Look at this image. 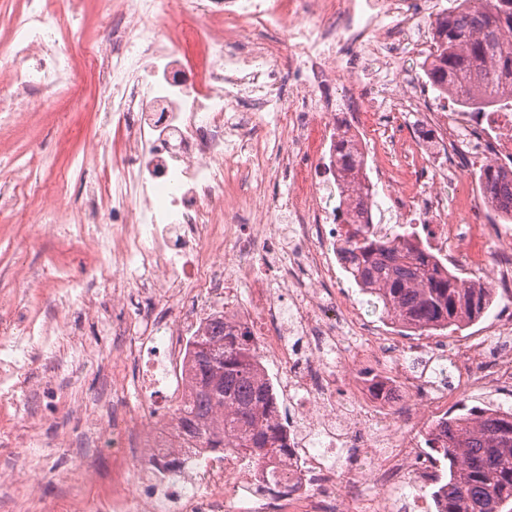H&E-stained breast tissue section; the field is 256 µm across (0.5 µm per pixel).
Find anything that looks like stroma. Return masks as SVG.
<instances>
[{"label": "stroma", "instance_id": "1", "mask_svg": "<svg viewBox=\"0 0 512 512\" xmlns=\"http://www.w3.org/2000/svg\"><path fill=\"white\" fill-rule=\"evenodd\" d=\"M82 106L61 93L52 112L30 113L23 124L0 119V155L47 158L41 186L84 199V180L72 174V157L94 136L102 119L91 103L97 70L81 54ZM35 210L36 200L15 173L0 172V315L12 329L0 334V512H94L99 501L121 494L112 484V453L101 446L94 418L112 423V405L138 396L139 363L114 360L113 319H128L140 300L128 288L120 302L112 286L96 281V253L53 234L32 239L31 227L11 221L13 210ZM65 267L68 282L55 278Z\"/></svg>", "mask_w": 512, "mask_h": 512}]
</instances>
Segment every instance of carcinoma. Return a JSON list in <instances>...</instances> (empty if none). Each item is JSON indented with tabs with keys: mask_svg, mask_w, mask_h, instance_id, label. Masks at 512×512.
<instances>
[{
	"mask_svg": "<svg viewBox=\"0 0 512 512\" xmlns=\"http://www.w3.org/2000/svg\"><path fill=\"white\" fill-rule=\"evenodd\" d=\"M436 23L427 77L436 90L472 112L512 106V0H459ZM341 177L360 168L346 140L336 143ZM500 220L512 223V170L481 174ZM398 231L379 237L355 231L344 253L347 271L370 296L373 313L414 332L459 329L490 306L493 294L472 288L429 254L408 248ZM192 391L174 411L181 432L205 448H241L258 461L288 455L279 409L262 376L252 337L214 318L195 340L188 367ZM450 463L439 487L440 512H512V412L492 409L448 418L431 445Z\"/></svg>",
	"mask_w": 512,
	"mask_h": 512,
	"instance_id": "1",
	"label": "carcinoma"
}]
</instances>
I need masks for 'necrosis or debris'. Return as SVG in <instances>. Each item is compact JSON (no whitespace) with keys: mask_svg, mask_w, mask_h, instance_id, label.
I'll return each mask as SVG.
<instances>
[{"mask_svg":"<svg viewBox=\"0 0 512 512\" xmlns=\"http://www.w3.org/2000/svg\"><path fill=\"white\" fill-rule=\"evenodd\" d=\"M100 29L88 47L97 57L105 133L89 141L76 174L101 177L84 186V208L46 198L34 223L54 226L70 244L102 254L97 271L114 290L150 275L164 302L135 322L116 321L122 351H163L167 401L189 393L190 344L212 315L256 341L267 381L294 407L284 423L288 457L269 464L241 449L213 455L195 447L172 417L154 410L158 381L147 377L143 403L126 407L112 429V458L137 469V488L116 512H347L360 502V479L336 491L330 456L364 438L384 460L372 472L384 488L442 481L423 452L425 422L447 421L446 393L408 371L403 353L450 363L459 386H512V346L487 355L482 344L413 338L396 344L361 320L341 291L336 259L350 225L336 223V141L349 139L388 191L392 207L418 217L409 238L441 265L479 288L512 291V226L494 223L484 192L449 203L420 195L433 168L456 182L474 156L512 167L511 112H444L426 103L424 79L391 91L351 78L349 65L371 49L399 59L433 52L439 0H96ZM84 19L60 0H24L0 22V112L21 120L51 107L60 91H78L84 72L67 40ZM294 98L281 92L283 78ZM415 117L421 132L401 145L368 141L366 125ZM287 174L286 194L268 187ZM456 206L459 217L448 215ZM354 356L346 380L355 397H336V364ZM377 433L363 436L366 425Z\"/></svg>","mask_w":512,"mask_h":512,"instance_id":"4bbe7bcc","label":"necrosis or debris"}]
</instances>
